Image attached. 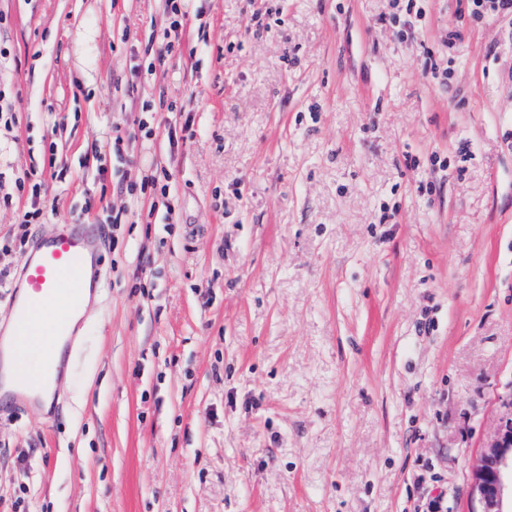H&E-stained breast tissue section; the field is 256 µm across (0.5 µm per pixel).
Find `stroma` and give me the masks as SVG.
<instances>
[{
    "mask_svg": "<svg viewBox=\"0 0 512 512\" xmlns=\"http://www.w3.org/2000/svg\"><path fill=\"white\" fill-rule=\"evenodd\" d=\"M394 3L266 0L257 35L246 0H197L145 79L158 0H0V269L84 216L105 276L57 404L0 408V512H471L512 399V21L420 0L400 39ZM145 99L194 138L142 142ZM150 157L173 211L109 223ZM26 183H28L30 206L21 214L18 224H42L49 214L40 203L43 191V181L39 177V172L34 166L24 173V177H18L15 180V185L20 190H24Z\"/></svg>",
    "mask_w": 512,
    "mask_h": 512,
    "instance_id": "stroma-1",
    "label": "stroma"
}]
</instances>
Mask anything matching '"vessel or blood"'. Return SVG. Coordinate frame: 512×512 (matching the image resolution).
Here are the masks:
<instances>
[{
    "label": "vessel or blood",
    "mask_w": 512,
    "mask_h": 512,
    "mask_svg": "<svg viewBox=\"0 0 512 512\" xmlns=\"http://www.w3.org/2000/svg\"><path fill=\"white\" fill-rule=\"evenodd\" d=\"M98 250L95 224L61 220L58 229L35 238L11 282V327L0 328V402H17L20 391L50 396L47 383H33L20 352L30 340L45 341L52 360L91 284L88 269Z\"/></svg>",
    "instance_id": "b4317fda"
}]
</instances>
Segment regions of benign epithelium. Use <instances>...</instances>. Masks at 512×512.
<instances>
[{
  "instance_id": "obj_1",
  "label": "benign epithelium",
  "mask_w": 512,
  "mask_h": 512,
  "mask_svg": "<svg viewBox=\"0 0 512 512\" xmlns=\"http://www.w3.org/2000/svg\"><path fill=\"white\" fill-rule=\"evenodd\" d=\"M471 490L477 504L472 512H512V409L474 466Z\"/></svg>"
}]
</instances>
